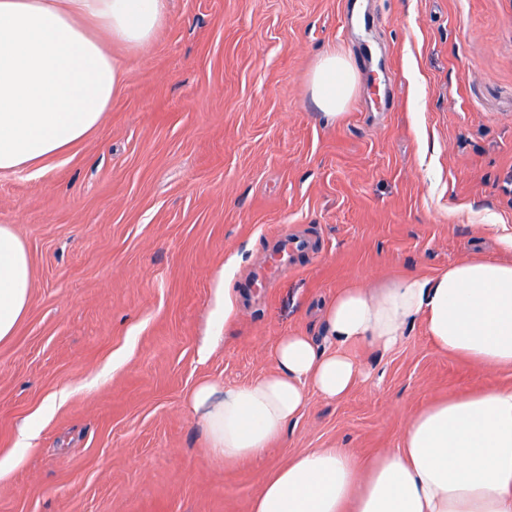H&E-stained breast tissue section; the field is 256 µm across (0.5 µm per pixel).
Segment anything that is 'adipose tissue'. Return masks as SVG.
<instances>
[{"label": "adipose tissue", "instance_id": "adipose-tissue-1", "mask_svg": "<svg viewBox=\"0 0 512 512\" xmlns=\"http://www.w3.org/2000/svg\"><path fill=\"white\" fill-rule=\"evenodd\" d=\"M169 0H0V171L38 170L102 121L124 64L109 46L149 45ZM355 72L319 57L312 98L340 117ZM22 240L0 225V341L14 336L32 297ZM434 348L474 364L512 368V262L465 258L436 273L412 271L326 306V344L294 334L270 352L271 373L192 395L212 452L225 464L262 456L297 423L309 392L340 400L365 368L349 348L390 351L415 323ZM252 512H512V386L427 402L407 421L401 447L359 470L345 448L292 456L265 480Z\"/></svg>", "mask_w": 512, "mask_h": 512}]
</instances>
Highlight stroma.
<instances>
[{
    "mask_svg": "<svg viewBox=\"0 0 512 512\" xmlns=\"http://www.w3.org/2000/svg\"><path fill=\"white\" fill-rule=\"evenodd\" d=\"M361 8L371 29L349 0H169L149 46L113 45L125 77L100 126L40 174L0 171V225L34 273L0 342V512H251L299 452L364 467L427 401L512 385L418 325L390 353L356 349L374 379L310 395L259 459L225 465L190 408L201 383L271 372L281 336L319 335L340 289L512 262V0ZM332 49L357 79L330 121L310 81ZM274 229L312 250L249 288ZM220 283L233 308L208 349Z\"/></svg>",
    "mask_w": 512,
    "mask_h": 512,
    "instance_id": "obj_1",
    "label": "stroma"
}]
</instances>
